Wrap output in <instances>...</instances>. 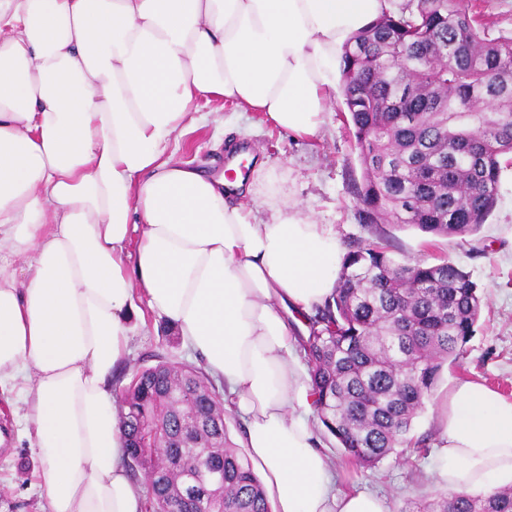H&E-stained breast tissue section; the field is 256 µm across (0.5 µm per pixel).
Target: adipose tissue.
Instances as JSON below:
<instances>
[{
  "mask_svg": "<svg viewBox=\"0 0 512 512\" xmlns=\"http://www.w3.org/2000/svg\"><path fill=\"white\" fill-rule=\"evenodd\" d=\"M388 0H0V385L17 388L46 512H144L109 383L136 296L178 327L273 512H389L340 490L311 419L293 327L333 293L344 249L288 197L233 202L174 159L193 106L220 99L312 136L341 52ZM140 226L129 247L131 226ZM448 489L512 487V401L465 382L441 403Z\"/></svg>",
  "mask_w": 512,
  "mask_h": 512,
  "instance_id": "ef3b65f1",
  "label": "adipose tissue"
}]
</instances>
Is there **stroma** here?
Here are the masks:
<instances>
[{
    "mask_svg": "<svg viewBox=\"0 0 512 512\" xmlns=\"http://www.w3.org/2000/svg\"><path fill=\"white\" fill-rule=\"evenodd\" d=\"M342 100L332 103L322 130L295 137L274 127L257 112L218 100L196 105L199 123L187 129L174 146L182 162L211 170L224 167L229 146L249 147L255 161L270 165L272 186L282 187L289 199L308 208L317 223L332 225L341 242L384 238L398 261L448 259L469 272L482 291L483 307L476 332L459 363L443 365L433 398L415 421L412 435L426 438L430 453L390 455L372 468L344 458L332 436H324L326 453L344 490H366L386 499L390 512H413L423 499L447 494L438 481L433 455L441 441L439 403L459 383L483 384L512 399V166L504 167L496 208L480 230L465 239L432 236L413 227L381 224L365 227L358 217L354 186L361 180L356 141L340 118ZM170 322L150 308L133 321L127 373L154 366L158 357L196 364L195 353L181 341L169 342ZM40 463L31 446L25 409L16 392L0 386V512H45L39 483Z\"/></svg>",
    "mask_w": 512,
    "mask_h": 512,
    "instance_id": "1",
    "label": "stroma"
}]
</instances>
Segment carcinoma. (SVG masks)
<instances>
[{
  "label": "carcinoma",
  "mask_w": 512,
  "mask_h": 512,
  "mask_svg": "<svg viewBox=\"0 0 512 512\" xmlns=\"http://www.w3.org/2000/svg\"><path fill=\"white\" fill-rule=\"evenodd\" d=\"M342 96L360 150V220L424 233L475 234L498 202L512 157V38H490L463 0H416L358 31L341 55ZM450 260L396 261L375 242L346 252L335 291L299 337L314 407L348 460L375 467L410 433L439 371L456 363L482 309ZM224 383L161 358L123 388L127 468L144 471L147 508L192 487L213 510L271 512L260 478L231 440ZM416 512H512V489L452 493Z\"/></svg>",
  "instance_id": "1"
}]
</instances>
